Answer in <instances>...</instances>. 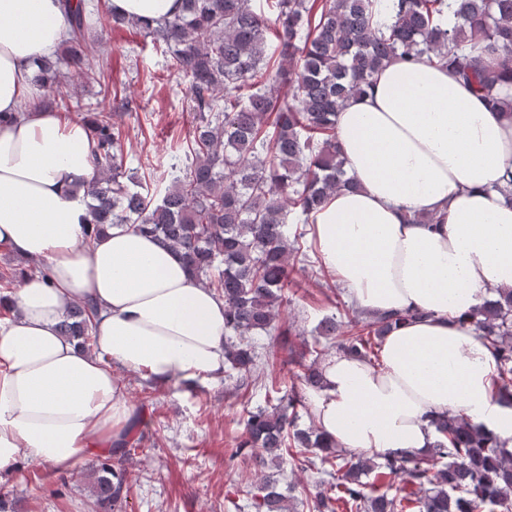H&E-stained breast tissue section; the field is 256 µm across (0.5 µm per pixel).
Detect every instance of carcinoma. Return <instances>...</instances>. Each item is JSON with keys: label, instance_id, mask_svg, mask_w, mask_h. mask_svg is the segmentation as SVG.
I'll list each match as a JSON object with an SVG mask.
<instances>
[{"label": "carcinoma", "instance_id": "1", "mask_svg": "<svg viewBox=\"0 0 512 512\" xmlns=\"http://www.w3.org/2000/svg\"><path fill=\"white\" fill-rule=\"evenodd\" d=\"M179 14L154 24L112 13L136 27L164 54L171 73L188 80L195 126L182 153L172 157L157 196L124 166L122 125L106 108L87 114L96 178L87 188L94 227L125 224L172 249L186 268L224 299L225 370L247 375L251 337L296 336L294 324L276 326L288 306L289 266L299 251L291 226L336 190L354 186L336 134V116L392 58L446 60L459 77L512 117V99L494 94L512 83V0H181ZM68 37L60 54L34 61L42 94L35 107L82 112L62 94L61 67L94 79L103 43L95 9L64 0ZM418 310L373 315L352 310L347 323L325 317L321 336H339L336 351L370 360L378 339L397 324L422 319ZM93 308L71 305L59 333L86 346ZM471 326L496 359L497 396L512 407V289L497 292L472 313ZM316 352L299 363L301 385L322 387ZM305 394L296 386L268 408L249 414L240 448L257 450L259 469L281 466L290 449L316 448L332 478L315 486L316 512H512V448L463 417L432 418L435 438L424 452L404 451L377 462L335 445L313 428L298 427ZM137 443L119 449L118 462L92 466V489L107 510L130 491L124 462ZM400 476L393 495L364 481ZM253 512H288V496L262 477L249 491Z\"/></svg>", "mask_w": 512, "mask_h": 512}]
</instances>
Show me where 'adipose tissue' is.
Instances as JSON below:
<instances>
[{
	"label": "adipose tissue",
	"instance_id": "adipose-tissue-1",
	"mask_svg": "<svg viewBox=\"0 0 512 512\" xmlns=\"http://www.w3.org/2000/svg\"><path fill=\"white\" fill-rule=\"evenodd\" d=\"M65 36L61 0H0V112L32 97L33 59ZM337 133L355 185L312 214L313 247L360 307L425 317L384 336L377 363L326 358L310 394L318 428L378 457L427 448L434 412L512 438L494 356L468 322L512 288V204L497 191L512 118L452 68L395 58L345 103ZM93 175L83 124L45 110L0 124V247L49 266L0 300V474L26 456L68 473L122 442L135 408L114 367L162 385L224 373L223 299L154 238L123 224L91 235ZM413 213L427 223H406ZM86 301L97 307L88 351L58 331Z\"/></svg>",
	"mask_w": 512,
	"mask_h": 512
}]
</instances>
